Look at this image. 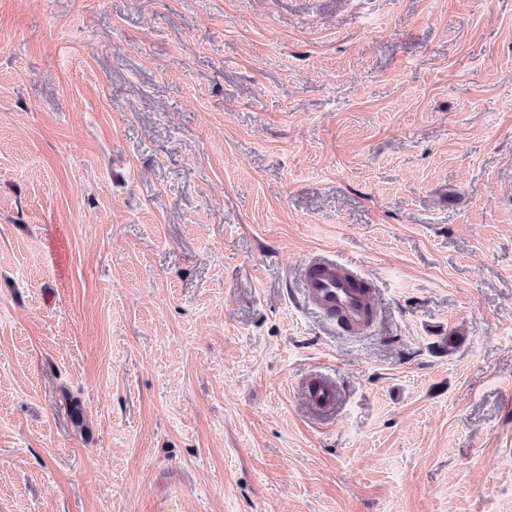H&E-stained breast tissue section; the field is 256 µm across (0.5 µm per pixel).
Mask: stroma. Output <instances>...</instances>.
I'll list each match as a JSON object with an SVG mask.
<instances>
[{
  "mask_svg": "<svg viewBox=\"0 0 512 512\" xmlns=\"http://www.w3.org/2000/svg\"><path fill=\"white\" fill-rule=\"evenodd\" d=\"M0 512H512V0H0ZM304 302L323 316L342 317L347 330H366L376 318L370 282L345 261L323 258L310 262L303 274Z\"/></svg>",
  "mask_w": 512,
  "mask_h": 512,
  "instance_id": "35a3bbf8",
  "label": "stroma"
}]
</instances>
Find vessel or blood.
I'll list each match as a JSON object with an SVG mask.
<instances>
[{
  "label": "vessel or blood",
  "instance_id": "1",
  "mask_svg": "<svg viewBox=\"0 0 512 512\" xmlns=\"http://www.w3.org/2000/svg\"><path fill=\"white\" fill-rule=\"evenodd\" d=\"M302 297L312 309L330 317H342L348 331L366 330L376 318L369 281L345 261L323 258L307 265Z\"/></svg>",
  "mask_w": 512,
  "mask_h": 512
}]
</instances>
